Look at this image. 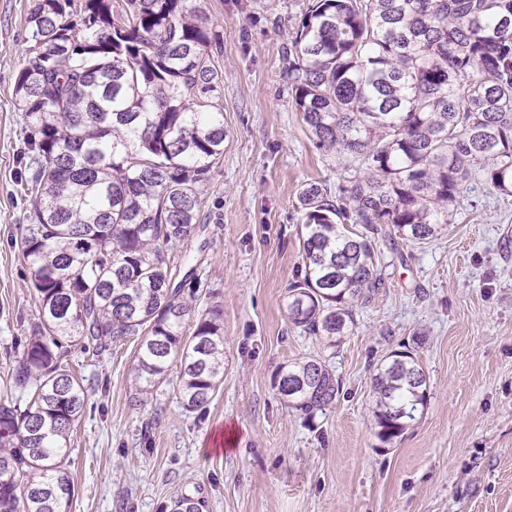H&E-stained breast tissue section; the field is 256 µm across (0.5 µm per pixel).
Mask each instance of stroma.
Wrapping results in <instances>:
<instances>
[{
  "instance_id": "stroma-1",
  "label": "stroma",
  "mask_w": 512,
  "mask_h": 512,
  "mask_svg": "<svg viewBox=\"0 0 512 512\" xmlns=\"http://www.w3.org/2000/svg\"><path fill=\"white\" fill-rule=\"evenodd\" d=\"M310 0H200L224 40V155L201 187L195 232L170 250L195 268L194 313L224 312V381L187 411L176 372L135 396L138 338L112 351L72 347L87 403L65 466L69 512H169L184 495L203 512H512V196L468 184L450 222L422 244L391 225L376 238V289L333 348L288 321L300 274L309 183L346 186L343 156L317 148L282 77L283 55ZM33 0H0V396L14 341L39 300L22 255L31 208L23 178L28 130L13 74ZM409 348L427 403L392 444L380 443L372 374ZM316 356L342 380L335 403L305 418L281 399L283 366Z\"/></svg>"
}]
</instances>
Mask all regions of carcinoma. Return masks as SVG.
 Returning <instances> with one entry per match:
<instances>
[{
	"label": "carcinoma",
	"instance_id": "carcinoma-1",
	"mask_svg": "<svg viewBox=\"0 0 512 512\" xmlns=\"http://www.w3.org/2000/svg\"><path fill=\"white\" fill-rule=\"evenodd\" d=\"M26 30L14 75L30 132L21 248L40 308L0 401V512H68L64 457L86 406L71 346L102 353L141 337L137 393L177 361L190 412L223 381V310L186 336L195 272L175 281L169 256L195 230L199 185L224 154L223 34L192 0H36ZM285 61L316 146L354 171L342 198L323 183L301 189L304 270L288 288L290 323L334 347L382 284L380 225L423 243L476 175L512 194V0H311ZM372 386L377 438L390 444L424 408L427 378L406 349ZM274 387L310 419L341 378L312 357Z\"/></svg>",
	"mask_w": 512,
	"mask_h": 512
}]
</instances>
